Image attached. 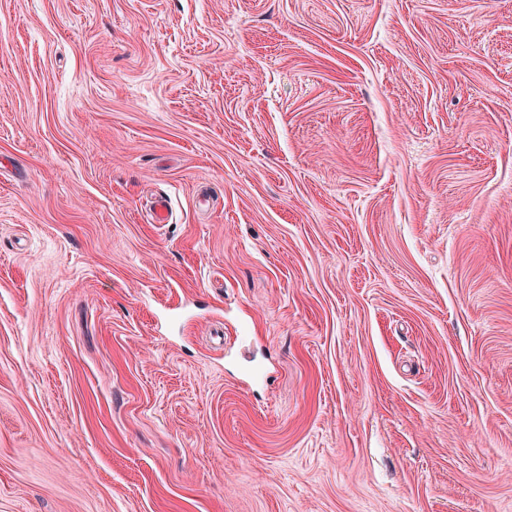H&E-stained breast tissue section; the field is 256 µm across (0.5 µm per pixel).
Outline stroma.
I'll use <instances>...</instances> for the list:
<instances>
[{"label":"stroma","mask_w":512,"mask_h":512,"mask_svg":"<svg viewBox=\"0 0 512 512\" xmlns=\"http://www.w3.org/2000/svg\"><path fill=\"white\" fill-rule=\"evenodd\" d=\"M0 512H512V0H0Z\"/></svg>","instance_id":"35a3bbf8"}]
</instances>
